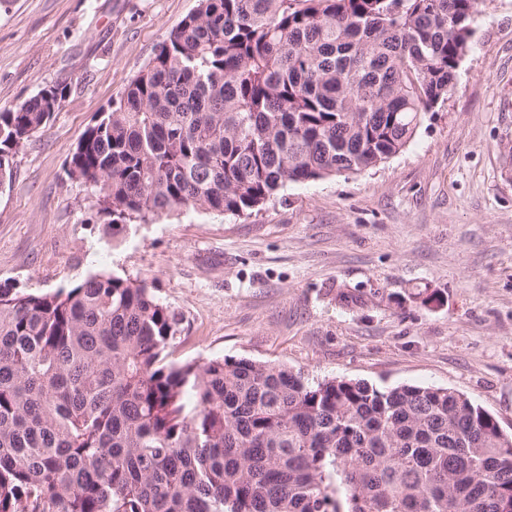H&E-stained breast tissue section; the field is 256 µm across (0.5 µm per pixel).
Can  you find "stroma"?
<instances>
[{"label": "stroma", "mask_w": 512, "mask_h": 512, "mask_svg": "<svg viewBox=\"0 0 512 512\" xmlns=\"http://www.w3.org/2000/svg\"><path fill=\"white\" fill-rule=\"evenodd\" d=\"M197 7L0 0V110L69 89L0 187V284L144 280L179 321L175 362L449 388L512 434V0H482L454 89L375 169L288 184L250 214L182 209L112 230L67 161ZM342 288L359 303H338Z\"/></svg>", "instance_id": "obj_1"}]
</instances>
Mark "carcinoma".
<instances>
[{
    "mask_svg": "<svg viewBox=\"0 0 512 512\" xmlns=\"http://www.w3.org/2000/svg\"><path fill=\"white\" fill-rule=\"evenodd\" d=\"M479 6L199 0L69 174L116 226L248 214L289 183L375 168L454 88ZM66 97L0 111V187ZM177 332L144 280L0 285V512H512V436L466 395L177 364Z\"/></svg>",
    "mask_w": 512,
    "mask_h": 512,
    "instance_id": "1",
    "label": "carcinoma"
}]
</instances>
